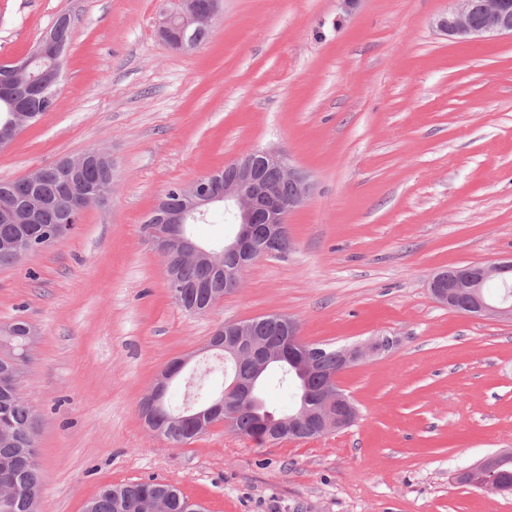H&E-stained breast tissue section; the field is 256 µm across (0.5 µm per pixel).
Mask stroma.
<instances>
[{
    "label": "stroma",
    "mask_w": 512,
    "mask_h": 512,
    "mask_svg": "<svg viewBox=\"0 0 512 512\" xmlns=\"http://www.w3.org/2000/svg\"><path fill=\"white\" fill-rule=\"evenodd\" d=\"M170 6L0 0V61L72 23L56 107L0 150V180L90 148L115 163L73 232L0 267V325L37 332L21 392L39 418V512L150 479L205 512H512V494L456 480L512 449V323L428 288L512 257V38L448 40L450 0H220L209 39L180 52L157 35ZM264 147L312 183L292 248L187 315L141 226L169 188ZM271 313L309 343L394 339L337 378L351 426L260 443L218 423L180 447L148 430L139 403L171 360H210L217 327Z\"/></svg>",
    "instance_id": "35a3bbf8"
}]
</instances>
